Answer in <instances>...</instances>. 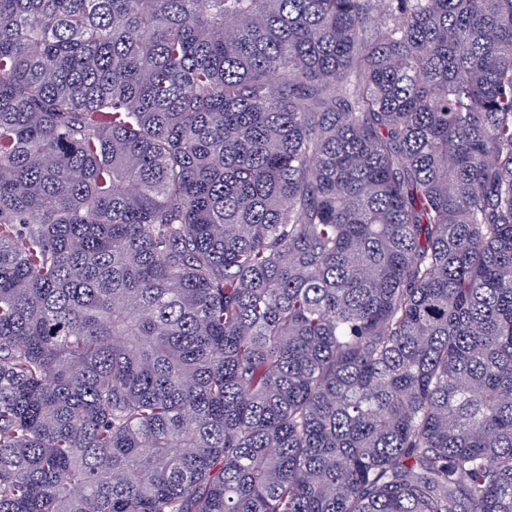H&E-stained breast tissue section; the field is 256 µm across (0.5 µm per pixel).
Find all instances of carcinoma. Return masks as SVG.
<instances>
[{
  "instance_id": "obj_1",
  "label": "carcinoma",
  "mask_w": 512,
  "mask_h": 512,
  "mask_svg": "<svg viewBox=\"0 0 512 512\" xmlns=\"http://www.w3.org/2000/svg\"><path fill=\"white\" fill-rule=\"evenodd\" d=\"M0 512H512V0H0Z\"/></svg>"
}]
</instances>
